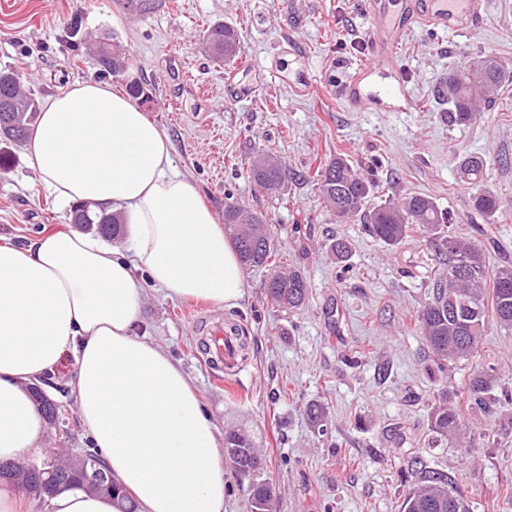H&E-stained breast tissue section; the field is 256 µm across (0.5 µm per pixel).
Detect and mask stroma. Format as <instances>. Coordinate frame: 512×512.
Instances as JSON below:
<instances>
[{
    "label": "stroma",
    "mask_w": 512,
    "mask_h": 512,
    "mask_svg": "<svg viewBox=\"0 0 512 512\" xmlns=\"http://www.w3.org/2000/svg\"><path fill=\"white\" fill-rule=\"evenodd\" d=\"M227 22L240 50L228 64L199 47L206 29ZM369 25L363 0H0V68L17 71L38 99L100 77L84 49L86 35H117L132 55L154 104L146 115L169 137L176 168L198 184L223 216L227 201L266 217L279 242L276 259L310 282L307 304L293 313L272 305L264 270L246 272V295L226 309L172 300L149 287L141 338L168 351L194 380L201 404L219 429L253 439L275 490L273 512H400L413 459L444 472L471 512H512V403L466 413L456 445L436 438L430 408L442 393L462 394L476 369L490 371L497 391H512V331L489 325L476 356L429 377L428 348L416 327L432 298L435 251L415 234L396 251L368 236L360 223H341L322 203L316 170L336 155L379 161L376 195L419 193L452 211L456 230L478 241L489 269L512 263V0H487L482 25L466 36L420 26L401 48V65L417 103L413 112H353L345 82L369 55L357 45ZM296 41L298 53L288 52ZM491 55L506 82L496 104L467 125L448 123L439 92L448 61ZM307 68V90L282 78ZM255 83L253 100L224 102V79ZM268 149L287 173L280 199L250 182L252 153ZM486 160L484 182L500 199L489 216L476 210L458 177L463 157ZM70 206L41 186L27 144L13 149L0 172V242L20 243L36 231L71 223ZM353 249L337 262L332 238ZM237 325L245 343L240 364L216 378L199 349L200 312ZM76 364L64 354L46 395L62 410L49 427L50 448L91 449L77 411ZM324 403L325 430L305 414Z\"/></svg>",
    "instance_id": "obj_1"
}]
</instances>
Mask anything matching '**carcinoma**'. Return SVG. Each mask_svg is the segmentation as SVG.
I'll return each instance as SVG.
<instances>
[{
  "instance_id": "carcinoma-1",
  "label": "carcinoma",
  "mask_w": 512,
  "mask_h": 512,
  "mask_svg": "<svg viewBox=\"0 0 512 512\" xmlns=\"http://www.w3.org/2000/svg\"><path fill=\"white\" fill-rule=\"evenodd\" d=\"M206 35L212 47L207 49L216 61L230 63L239 53V37L234 26L216 22ZM104 62L100 74L118 76L117 64L128 55L114 45L96 40ZM15 72L0 71V97L8 92L14 126L0 127V141L23 142L32 126L39 104L30 93L13 80ZM504 84V74L496 58L487 56L476 62L448 61V78L440 91L448 98V120L465 125L472 121L478 105L491 107ZM257 154L248 163L253 183L264 195L282 194L286 175L278 163L261 162ZM379 162L363 166L338 156L317 171L320 198L341 222L355 217L364 224L368 235L389 249L398 247L414 233H425L435 242L438 268L433 281V299L419 313L417 325L424 335L438 371L448 362L474 357L489 323L512 330V264L491 271L482 245L456 234L451 214L442 212L434 199L424 194H407L401 198L375 199V176ZM464 182L474 190V207L494 215L499 209L497 194L482 187L485 161L479 156H466L459 163ZM91 217L104 218L108 226L103 234H115L120 225L116 214L91 206ZM224 226L235 243L239 257L247 268L268 269L274 266L277 242L255 211L236 203L224 206ZM267 296L280 309L295 311L309 299V283L295 268L274 271L267 281ZM494 379L484 369L470 375L466 395L461 400L444 401L431 409L433 433L453 444L462 426L464 410L488 411L505 400L512 403V393L499 398L493 394ZM224 455L235 471L251 480L246 503L247 512H270L273 491L262 477V461L250 436L241 430L224 432ZM60 469L67 474V487L85 486L86 475L100 463V458L87 451L57 456ZM418 480L403 502V512H470L469 505L454 489L447 474L437 470H417Z\"/></svg>"
}]
</instances>
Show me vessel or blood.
<instances>
[{"label": "vessel or blood", "instance_id": "vessel-or-blood-1", "mask_svg": "<svg viewBox=\"0 0 512 512\" xmlns=\"http://www.w3.org/2000/svg\"><path fill=\"white\" fill-rule=\"evenodd\" d=\"M371 17L366 32L370 61L358 68L344 89L348 106L356 112H412L415 100L399 63V51L415 26L452 35L476 30L483 21L485 0H365ZM234 346L223 326H215L203 348L210 368L223 369Z\"/></svg>", "mask_w": 512, "mask_h": 512}]
</instances>
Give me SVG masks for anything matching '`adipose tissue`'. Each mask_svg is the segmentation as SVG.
Wrapping results in <instances>:
<instances>
[{
	"mask_svg": "<svg viewBox=\"0 0 512 512\" xmlns=\"http://www.w3.org/2000/svg\"><path fill=\"white\" fill-rule=\"evenodd\" d=\"M40 183L67 204L119 207L123 247L64 227L0 244V461L43 450L30 386L75 356L79 418L138 512H223L220 431L192 379L137 335L147 285L234 308L244 268L196 182L173 166L166 134L136 102L83 80L50 98L29 141ZM49 512H118L82 489Z\"/></svg>",
	"mask_w": 512,
	"mask_h": 512,
	"instance_id": "1",
	"label": "adipose tissue"
}]
</instances>
